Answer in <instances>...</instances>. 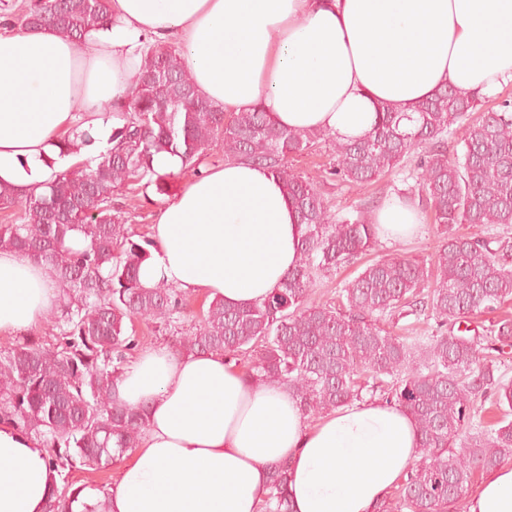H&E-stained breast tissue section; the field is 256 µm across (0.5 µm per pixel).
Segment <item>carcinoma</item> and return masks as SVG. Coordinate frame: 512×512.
Here are the masks:
<instances>
[{"label": "carcinoma", "instance_id": "cac0c4a2", "mask_svg": "<svg viewBox=\"0 0 512 512\" xmlns=\"http://www.w3.org/2000/svg\"><path fill=\"white\" fill-rule=\"evenodd\" d=\"M21 28L52 25L81 43L112 24L109 0H30ZM485 97L444 86L412 112L379 107L368 135L332 141L327 174L371 186L413 166L443 242L427 261L387 256L366 265L337 291L314 298L317 280L353 265L378 245L373 210L333 213L316 180L291 160L332 138L326 130L279 125L261 108L226 112L202 97L171 45L143 54L126 97L105 107L117 119L111 147L76 161L39 194L0 184V250L50 265L63 285L61 312L47 331L0 349V422L41 438L62 484L47 512H71L82 487L63 472L105 468L138 446L145 412L114 400L112 387L140 351L135 322L169 325L184 316L182 292L140 282L154 242L134 231L115 206L120 189L145 183L168 194L176 173L154 169L156 156L198 167L216 148L224 160L275 174L303 225L298 261L262 303L239 307L215 297L193 330L177 336L179 353L219 352L260 384L288 389L302 415L315 419L365 396L406 409L418 435L417 458L377 512H449L478 471L512 457V377L489 356L512 346V318L483 335L456 328L473 312L512 298V100L482 110ZM93 137L84 130L57 144L77 156ZM498 226L492 235L456 233L455 225ZM81 236L83 248L70 245ZM434 321L429 333L380 326L395 317ZM497 415L481 419L478 400ZM263 512H293L288 465L270 474Z\"/></svg>", "mask_w": 512, "mask_h": 512}]
</instances>
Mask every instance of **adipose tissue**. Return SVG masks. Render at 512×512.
Returning a JSON list of instances; mask_svg holds the SVG:
<instances>
[{
  "instance_id": "ef3b65f1",
  "label": "adipose tissue",
  "mask_w": 512,
  "mask_h": 512,
  "mask_svg": "<svg viewBox=\"0 0 512 512\" xmlns=\"http://www.w3.org/2000/svg\"><path fill=\"white\" fill-rule=\"evenodd\" d=\"M112 24L77 43L46 25L0 32V182L41 191L64 162L55 142L101 123L124 98L145 45L172 41L199 91L228 112L260 107L280 125L366 136L378 105L408 112L448 85L484 96L512 79V0H110ZM380 238L421 215L387 200ZM302 226L279 180L227 162L167 200L141 281L248 306L298 259ZM53 269L0 250V335L58 306ZM144 409L139 445L109 494L84 489L74 512H259L273 465L289 466L294 512H375L416 458L402 407L366 400L306 423L277 385L245 379L220 353H139L114 383ZM58 476L37 439L0 425V512H46ZM468 512H512V464L483 477Z\"/></svg>"
}]
</instances>
